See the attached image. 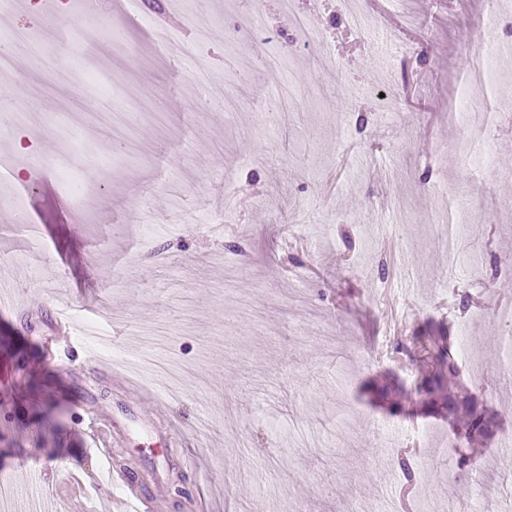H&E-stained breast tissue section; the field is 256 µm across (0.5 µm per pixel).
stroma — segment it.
<instances>
[{
	"instance_id": "stroma-1",
	"label": "stroma",
	"mask_w": 512,
	"mask_h": 512,
	"mask_svg": "<svg viewBox=\"0 0 512 512\" xmlns=\"http://www.w3.org/2000/svg\"><path fill=\"white\" fill-rule=\"evenodd\" d=\"M104 0L136 54L94 39L54 82L26 56L0 73L16 90L18 127L0 131L46 160L26 188L27 221L0 213V467L38 472L0 487V512H126L124 464L161 512H512V447L460 442L446 411L414 400L421 369L400 339L427 327L459 335L488 379L458 359L454 387L477 394L512 433V0H203L207 44L178 65L152 32L189 37L188 0ZM367 25L347 22L349 10ZM307 19L317 39L300 38ZM499 33L477 97L486 162L463 151L451 110L467 84L464 45ZM404 47L388 54L389 45ZM416 82L412 101L399 93ZM227 104L211 103L209 83ZM125 99L129 151L96 117L102 93ZM88 190L71 197L60 158ZM152 192L137 204L143 187ZM164 225L145 238L143 225ZM459 234L471 269L451 270L441 240ZM87 300L107 314L113 369L132 402L83 367L78 337L50 361L41 345L55 310ZM41 395L29 390L31 381ZM399 390L384 399L376 386ZM98 413V421L86 418ZM129 428L116 456L105 416ZM180 443L172 460L155 423ZM403 428L381 446L379 426ZM477 461L469 474L459 454ZM410 465L413 481L402 467Z\"/></svg>"
}]
</instances>
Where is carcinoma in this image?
<instances>
[{"label":"carcinoma","instance_id":"1","mask_svg":"<svg viewBox=\"0 0 512 512\" xmlns=\"http://www.w3.org/2000/svg\"><path fill=\"white\" fill-rule=\"evenodd\" d=\"M415 340L421 344L423 354L420 362L424 367V377L415 387V394L458 417V431L466 441L490 438L495 427L493 415L488 409L478 406L472 396L462 395L452 389V380L459 373L453 354L455 342L444 330L417 336Z\"/></svg>","mask_w":512,"mask_h":512}]
</instances>
